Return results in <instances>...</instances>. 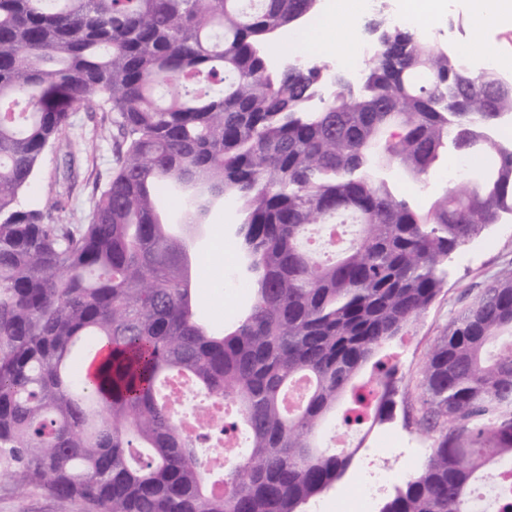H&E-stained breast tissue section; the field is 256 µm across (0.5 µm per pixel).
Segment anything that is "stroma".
<instances>
[{
    "instance_id": "obj_1",
    "label": "stroma",
    "mask_w": 512,
    "mask_h": 512,
    "mask_svg": "<svg viewBox=\"0 0 512 512\" xmlns=\"http://www.w3.org/2000/svg\"><path fill=\"white\" fill-rule=\"evenodd\" d=\"M119 138L114 115L101 103L73 113L45 151L36 177L21 197L22 207L41 211L47 220L61 224H85L95 198L111 179L115 168V143ZM512 267V218L488 225L476 238L455 251L447 266L445 288L427 313L411 326L395 349L400 392L395 415L388 427L401 445L389 446L388 466L395 477L391 484L404 486L431 452V436L419 420L426 408L423 388L425 363L440 336L456 316L503 270ZM252 298L251 290L237 297L217 290L197 291V315L220 329L235 321ZM0 512H84L81 503L14 488L0 482Z\"/></svg>"
}]
</instances>
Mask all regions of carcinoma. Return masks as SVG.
<instances>
[{"mask_svg": "<svg viewBox=\"0 0 512 512\" xmlns=\"http://www.w3.org/2000/svg\"><path fill=\"white\" fill-rule=\"evenodd\" d=\"M315 0H0V474L86 512H304L353 454L329 419L394 417L387 349L444 287L448 256L512 216V81L480 78L448 46L386 29L357 83L316 63L266 69L269 41ZM117 116L116 167L89 223L23 210L43 154L74 112ZM489 159L479 181L422 208L383 176L424 181L448 151ZM236 203L253 285L222 332L195 312L186 244L204 201ZM317 224H354L344 246L305 245ZM87 353L86 373L70 359ZM313 387L289 414L291 380ZM236 409L246 440L212 492L210 451L179 426L169 384ZM423 467L379 512H469L479 477L512 461V268L431 351Z\"/></svg>", "mask_w": 512, "mask_h": 512, "instance_id": "carcinoma-1", "label": "carcinoma"}]
</instances>
